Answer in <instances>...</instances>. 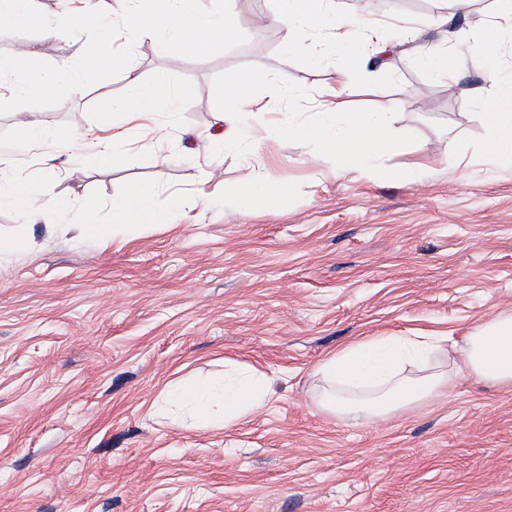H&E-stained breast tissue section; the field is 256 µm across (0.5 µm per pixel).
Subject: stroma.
<instances>
[{"label":"stroma","mask_w":512,"mask_h":512,"mask_svg":"<svg viewBox=\"0 0 512 512\" xmlns=\"http://www.w3.org/2000/svg\"><path fill=\"white\" fill-rule=\"evenodd\" d=\"M340 0L387 27L386 63L363 60L353 111L372 88L395 101L396 139L366 176L335 177L315 146L280 135L318 109L332 63L307 46L285 49L255 12L276 0H235L248 43L205 60L136 44L144 79L165 72L186 88L161 114L152 149L116 124L119 156L78 165L68 145L39 143L19 163L40 194L70 199L66 217L111 221L107 201L126 184L151 185L172 224L131 225L107 242L64 233L0 206V512H512V387L455 380L446 394L385 421L337 418L315 403L311 373L339 348L372 336L443 334L461 340L512 313V168L487 161L475 115L490 95L465 63L457 88L435 80L421 55L477 40L495 0H471L445 28L428 27L442 0ZM296 99L266 115L260 158L283 190L280 210L252 212L237 178L249 145L189 151L238 112L228 72ZM429 84L440 106L415 94ZM123 77L49 93L45 120L82 141L100 133L102 103ZM243 127L250 113L238 112ZM421 166L410 185L387 176ZM250 368L268 379L266 404L232 426L178 423L160 404L187 380Z\"/></svg>","instance_id":"obj_1"}]
</instances>
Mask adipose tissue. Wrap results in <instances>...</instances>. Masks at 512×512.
Wrapping results in <instances>:
<instances>
[{"label":"adipose tissue","mask_w":512,"mask_h":512,"mask_svg":"<svg viewBox=\"0 0 512 512\" xmlns=\"http://www.w3.org/2000/svg\"><path fill=\"white\" fill-rule=\"evenodd\" d=\"M265 24L278 26L286 46L308 42L313 58L323 61L335 55L340 59L336 80L324 86L318 109L298 125L282 126V134L297 133L314 142L316 160L335 165L344 175L370 174L374 162L389 149L395 135V107L385 94H377L371 108L355 112L350 95L359 82L354 52L365 51L380 58L388 50L380 23L338 7L336 0H278L276 11L266 16ZM512 36V9L496 14L474 42L469 53L486 60L485 80L493 90L490 101L481 103L478 117L490 130L487 154L512 167V65H497L505 38ZM39 55L33 42L22 51L0 58V77L11 76L10 92L22 95L26 108L18 113L15 136L18 145L42 140L71 143L75 133L47 125L40 110L44 94L58 84L71 93L81 91L79 81L69 74L39 72ZM123 78L126 95L119 102L104 106L103 119L119 113L126 124L159 131V112L178 111L184 101L166 74L145 81L133 59H126ZM0 171L10 173L7 193H0V205L12 206L25 216L39 215L50 223H60L71 209L65 198L49 200L36 196L25 175L18 171L12 154L0 152ZM237 188L253 210L273 213L280 206L282 190L264 176L260 163L246 165ZM108 224H83V231L100 239L114 235L127 224H167L176 210L159 209L155 191L146 184L127 185L110 205ZM448 339L444 336H379L349 344L326 357L313 374L322 383L319 406L340 416L388 419L397 411L442 395L459 370L481 381L512 385V315L483 323L465 336L459 346L460 363L445 364ZM192 405L188 415L195 425L211 422L210 406L222 404L225 425H232L260 409L268 397L263 379L244 371L226 382L223 389L211 390L203 382L190 390Z\"/></svg>","instance_id":"obj_1"}]
</instances>
